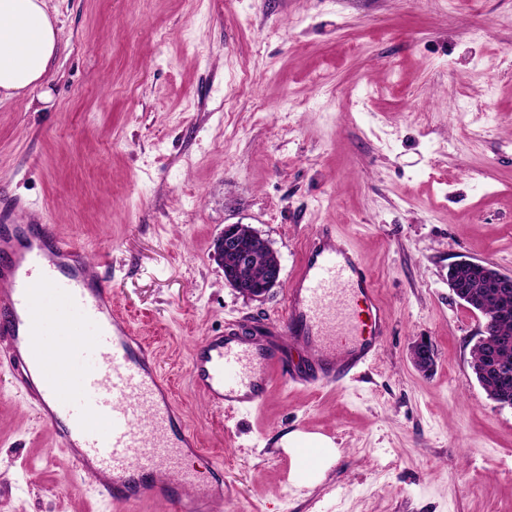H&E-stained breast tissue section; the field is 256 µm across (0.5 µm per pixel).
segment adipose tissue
Returning <instances> with one entry per match:
<instances>
[{
  "mask_svg": "<svg viewBox=\"0 0 512 512\" xmlns=\"http://www.w3.org/2000/svg\"><path fill=\"white\" fill-rule=\"evenodd\" d=\"M59 47L49 0H0V101L48 103L43 85Z\"/></svg>",
  "mask_w": 512,
  "mask_h": 512,
  "instance_id": "obj_1",
  "label": "adipose tissue"
}]
</instances>
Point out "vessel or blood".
Returning a JSON list of instances; mask_svg holds the SVG:
<instances>
[{"label": "vessel or blood", "instance_id": "b4317fda", "mask_svg": "<svg viewBox=\"0 0 512 512\" xmlns=\"http://www.w3.org/2000/svg\"><path fill=\"white\" fill-rule=\"evenodd\" d=\"M0 210V357L54 428L73 468L91 473L117 505L155 493L171 512H223L222 484L182 469L194 437L179 427L149 345L112 306L106 276L54 225L12 223ZM386 309L360 254L318 225L286 291L283 315L205 337L189 379L210 407L246 412L273 373L291 387H328L373 364ZM63 347L54 357L55 347ZM301 350V358L290 350Z\"/></svg>", "mask_w": 512, "mask_h": 512}]
</instances>
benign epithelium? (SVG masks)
<instances>
[{
  "label": "benign epithelium",
  "mask_w": 512,
  "mask_h": 512,
  "mask_svg": "<svg viewBox=\"0 0 512 512\" xmlns=\"http://www.w3.org/2000/svg\"><path fill=\"white\" fill-rule=\"evenodd\" d=\"M240 224H227L224 232L214 241V257L224 270V281L239 295L256 299L267 295L281 283V262L277 252L257 232L251 230L242 234ZM465 272L475 277L484 285L479 291L463 292L468 307L478 312L484 319L478 343L484 346L486 355L502 351L506 339L490 332L487 324L501 321L508 317V312L492 305L499 288L512 286V275L506 274L490 263L461 261L450 265L448 284L453 292L460 289L456 285L463 282L460 273ZM411 359L415 367L427 372L434 366V353L430 343L425 339L416 340L411 348Z\"/></svg>",
  "instance_id": "benign-epithelium-1"
}]
</instances>
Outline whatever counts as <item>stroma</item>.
Here are the masks:
<instances>
[{
    "instance_id": "obj_1",
    "label": "stroma",
    "mask_w": 512,
    "mask_h": 512,
    "mask_svg": "<svg viewBox=\"0 0 512 512\" xmlns=\"http://www.w3.org/2000/svg\"><path fill=\"white\" fill-rule=\"evenodd\" d=\"M50 4L52 100L0 102V206L107 253L116 305L196 438L185 463L218 471L224 512H512V408L473 376L483 318L448 286L459 260L512 274V0ZM228 224L271 243L282 286L225 284L211 245ZM316 224L369 267L379 358L211 412L189 383L194 344L278 319ZM305 428L335 459L302 482L285 443ZM64 459L0 367V512H116ZM411 359L415 367L423 372L430 371L434 366V353L426 339L416 340L411 348Z\"/></svg>"
}]
</instances>
